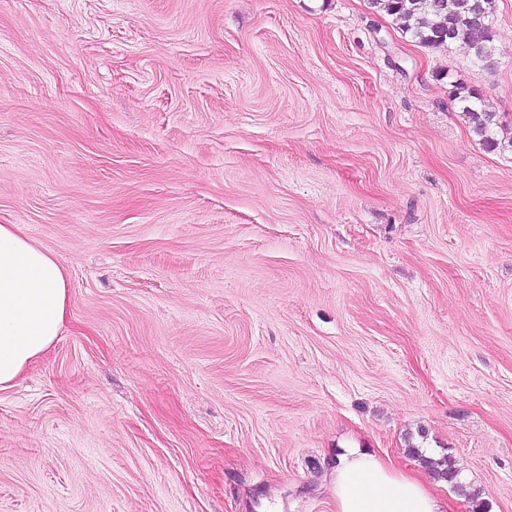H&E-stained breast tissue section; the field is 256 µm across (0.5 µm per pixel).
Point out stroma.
I'll use <instances>...</instances> for the list:
<instances>
[{
	"label": "stroma",
	"instance_id": "35a3bbf8",
	"mask_svg": "<svg viewBox=\"0 0 512 512\" xmlns=\"http://www.w3.org/2000/svg\"><path fill=\"white\" fill-rule=\"evenodd\" d=\"M494 65L368 0H0V224L69 270L0 512H334L343 448L512 512V0ZM454 86V100L457 101L460 112L467 119L469 128L479 138V141L491 150H496L500 146L502 149L505 148V142L508 147H512V132H506L504 135L496 120L495 112L489 109L480 95L474 89L461 83ZM499 132L502 134L500 139L498 138Z\"/></svg>",
	"mask_w": 512,
	"mask_h": 512
}]
</instances>
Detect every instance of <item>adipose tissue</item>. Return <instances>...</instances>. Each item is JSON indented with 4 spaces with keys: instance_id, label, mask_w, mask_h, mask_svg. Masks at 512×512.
Instances as JSON below:
<instances>
[{
    "instance_id": "adipose-tissue-1",
    "label": "adipose tissue",
    "mask_w": 512,
    "mask_h": 512,
    "mask_svg": "<svg viewBox=\"0 0 512 512\" xmlns=\"http://www.w3.org/2000/svg\"><path fill=\"white\" fill-rule=\"evenodd\" d=\"M65 263L0 224V391L56 342L68 313ZM328 482L335 512H444L430 482L362 448L338 456Z\"/></svg>"
}]
</instances>
